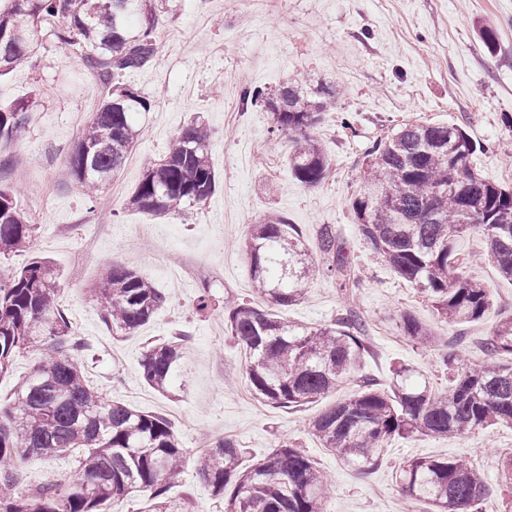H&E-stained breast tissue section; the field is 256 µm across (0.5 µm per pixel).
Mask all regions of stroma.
Instances as JSON below:
<instances>
[{"label":"stroma","instance_id":"1","mask_svg":"<svg viewBox=\"0 0 512 512\" xmlns=\"http://www.w3.org/2000/svg\"><path fill=\"white\" fill-rule=\"evenodd\" d=\"M157 19L154 61L123 79L151 109L136 113L137 147L94 198L73 186L64 159L83 121L99 107L96 76L44 27L28 62L0 77V106L37 101L23 136L0 141V155L10 159L0 183L19 187L17 208L34 226L32 250L1 254L0 274L34 256L50 258L59 271L57 304L76 325L88 380L109 399L169 419L188 456L201 454L202 441L223 437L237 441L250 460L293 442L329 478L326 512H403L395 479L400 462L462 458L485 476L495 512H512V485L499 476L512 453L511 427L461 439L398 438L380 467L359 473L309 434L318 405L274 408L252 395L243 348L225 334L222 312L196 308L204 288L222 302L250 295L243 244L252 224L279 212L309 241L317 225H335L361 272L359 287L346 295L337 292L335 278L318 275L305 299L285 311L293 322L314 326L344 306L356 308L368 326L357 377L386 385L405 365L415 370L416 381L447 388L437 348L404 335V312L444 338L462 334L466 358L479 359L481 339L512 312V284L491 263L467 266L494 306L480 320L448 325L364 247L350 201L361 188L359 170L369 147L410 119L465 125L479 144L474 166L486 179L512 185V0H164ZM482 26L494 29L495 51L484 47ZM303 77L336 90L334 108L314 131L332 171L315 187L291 174L289 143L271 131L269 113L241 99L244 87L274 92ZM194 118L210 132L219 178L211 201L162 216L130 208L144 158L164 155ZM113 263L146 275L169 296L147 325L119 338L101 321L91 293ZM180 329L190 337L164 395L143 382L140 359L150 342ZM170 495L186 500L190 512H224L223 501L190 465Z\"/></svg>","mask_w":512,"mask_h":512}]
</instances>
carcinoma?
I'll return each instance as SVG.
<instances>
[{"mask_svg": "<svg viewBox=\"0 0 512 512\" xmlns=\"http://www.w3.org/2000/svg\"><path fill=\"white\" fill-rule=\"evenodd\" d=\"M3 0L0 5V76L27 61L35 33L50 27L60 43L78 46L76 58L97 75L103 100L68 153L65 168L88 192L124 166L134 148L133 114L151 103L122 84L127 72L148 66L158 52L151 0ZM336 90H305L293 80L271 93L243 91L245 104L271 115L274 128L293 143L288 167L302 184L326 180L332 159L312 131L331 108ZM32 103L0 107V140L25 130ZM209 132L190 124L165 155L146 162L131 204L149 214L171 211L184 202L205 205L218 176L209 158ZM478 148L459 124L408 121L373 143L361 166L362 190L351 199L358 233L374 258L411 284L422 300L450 324L482 318L492 298L459 266L456 240L479 234L484 260L512 282V186L485 179L471 163ZM17 189L0 185V253L30 246L32 225L17 210ZM316 252L338 274L345 294L361 276L349 260L336 225L321 224ZM253 292L262 309L246 299L224 307L228 334L248 352L246 378L253 395L274 407L292 409L336 392L366 353V322L353 307L330 323L294 324L282 309L307 294L316 266L301 231L282 213L252 225L245 245ZM58 272L46 257H34L21 270L0 278V376L15 357L38 344L50 354L18 382L11 400L0 405V512H108L107 505L143 493V512H185L169 495L185 466L186 453L164 416L103 397L89 385L79 358L84 345L68 316L56 306ZM102 321L112 334L136 333L167 302L147 277L120 264L110 265L94 288ZM406 336L423 344L439 339L410 314L400 317ZM164 340L147 348L142 375L166 392L181 359L182 341ZM458 338L444 343L440 363L448 389L406 383L412 370L401 366L389 387L363 377L346 398L327 405L311 422L321 446L342 463L366 474L384 460L396 437L462 438L500 424L512 425V313L482 339L483 358H458ZM76 470L65 483H45L21 491L20 462L63 456L72 451ZM229 439L214 441L194 459L199 478L224 499V512H325L326 476L301 449L285 443L249 465ZM402 494L430 512H489L490 491L470 462L413 458L399 466Z\"/></svg>", "mask_w": 512, "mask_h": 512, "instance_id": "carcinoma-1", "label": "carcinoma"}]
</instances>
